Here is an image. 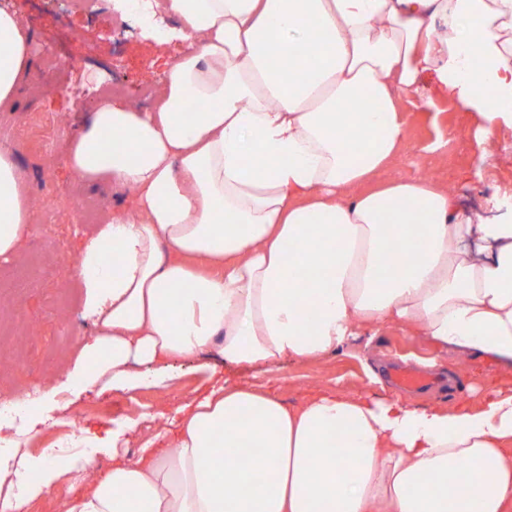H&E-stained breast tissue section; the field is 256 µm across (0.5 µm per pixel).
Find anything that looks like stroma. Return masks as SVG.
I'll return each mask as SVG.
<instances>
[{
    "mask_svg": "<svg viewBox=\"0 0 512 512\" xmlns=\"http://www.w3.org/2000/svg\"><path fill=\"white\" fill-rule=\"evenodd\" d=\"M0 9L15 14L28 29L35 66L12 105L0 107V144L13 148L26 174L27 197L51 203L36 213L33 233L21 254L0 262V304L38 329L31 342L0 337V392L34 398L77 361L89 331L81 318L80 290L69 259L76 253L79 235L93 233L97 226L83 221L79 203L93 198L107 211L130 204L125 192L79 183L67 167V146L90 116L100 85L122 84L130 97L144 83L161 87L168 68L194 52L197 42L183 21L168 13L157 25L144 24L132 14L123 24H114L115 11L108 2L86 14L73 12L69 0H0ZM421 85L435 96L439 113L420 109L416 97L402 100L410 144L391 168L379 173V180L395 175L410 179L427 171L452 186L464 206L476 210L484 209L486 197L511 195L512 129L502 127L483 138L477 115L439 96L432 75H423ZM482 162L486 176L478 182L471 173ZM393 362L432 369L448 379L447 387L409 392V399L420 403L451 398L453 383L472 380L470 369L455 354L442 353L405 331L376 335L366 329L339 355L292 363L279 372L230 368L213 354L202 363L178 366L166 388L139 386L82 395L41 427L28 451L38 456L68 433L86 430L101 436L132 421L136 428L123 453L134 460L144 442L163 432L179 406L224 378L255 382L289 404L336 388L383 398L394 391L384 379Z\"/></svg>",
    "mask_w": 512,
    "mask_h": 512,
    "instance_id": "1",
    "label": "stroma"
}]
</instances>
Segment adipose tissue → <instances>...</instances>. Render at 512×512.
<instances>
[{"label": "adipose tissue", "instance_id": "1", "mask_svg": "<svg viewBox=\"0 0 512 512\" xmlns=\"http://www.w3.org/2000/svg\"><path fill=\"white\" fill-rule=\"evenodd\" d=\"M200 34L150 112L105 97L70 142L84 183L129 191L79 239L91 327L63 380L79 394L147 383L141 368L217 351L237 368L336 355L365 328L400 329L512 374V214L463 209L424 172L379 183L409 142L400 110L423 74L512 129V0H162ZM305 57H297V48ZM476 68L465 71L466 59ZM32 67L0 10V106ZM0 144V261L32 233ZM36 423L0 435V512L58 487L64 512H512V388L487 406L416 407L320 391L285 404L233 382L175 412L165 443L113 457L34 458ZM261 448L255 481L216 447ZM34 472L36 481L24 479Z\"/></svg>", "mask_w": 512, "mask_h": 512}]
</instances>
